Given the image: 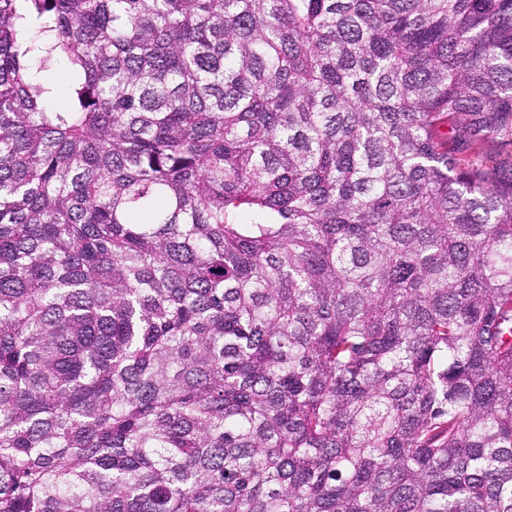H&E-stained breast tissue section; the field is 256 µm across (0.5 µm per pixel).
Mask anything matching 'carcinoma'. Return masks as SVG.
<instances>
[{"instance_id":"cac0c4a2","label":"carcinoma","mask_w":512,"mask_h":512,"mask_svg":"<svg viewBox=\"0 0 512 512\" xmlns=\"http://www.w3.org/2000/svg\"><path fill=\"white\" fill-rule=\"evenodd\" d=\"M0 512H512V0H0Z\"/></svg>"}]
</instances>
